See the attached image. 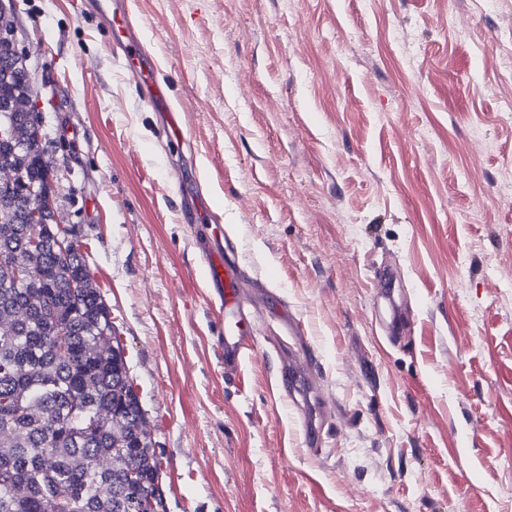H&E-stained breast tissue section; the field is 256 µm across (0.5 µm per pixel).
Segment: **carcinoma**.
<instances>
[{"mask_svg":"<svg viewBox=\"0 0 512 512\" xmlns=\"http://www.w3.org/2000/svg\"><path fill=\"white\" fill-rule=\"evenodd\" d=\"M13 30L0 12V166L16 175L0 183V512H165L110 307L80 248L57 246V206L31 223L29 189L52 191L55 173L24 110L37 92Z\"/></svg>","mask_w":512,"mask_h":512,"instance_id":"1","label":"carcinoma"}]
</instances>
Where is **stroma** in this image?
Instances as JSON below:
<instances>
[{"instance_id": "1", "label": "stroma", "mask_w": 512, "mask_h": 512, "mask_svg": "<svg viewBox=\"0 0 512 512\" xmlns=\"http://www.w3.org/2000/svg\"><path fill=\"white\" fill-rule=\"evenodd\" d=\"M78 2L21 0L18 46L166 512H512V0H130L179 149ZM198 193L257 330L233 373ZM301 354L312 449L275 389ZM391 275L387 272L375 280V287L386 295L388 300V308L390 310V328L392 331L399 330L405 321V313L403 309L398 307L391 298V292L388 289Z\"/></svg>"}]
</instances>
